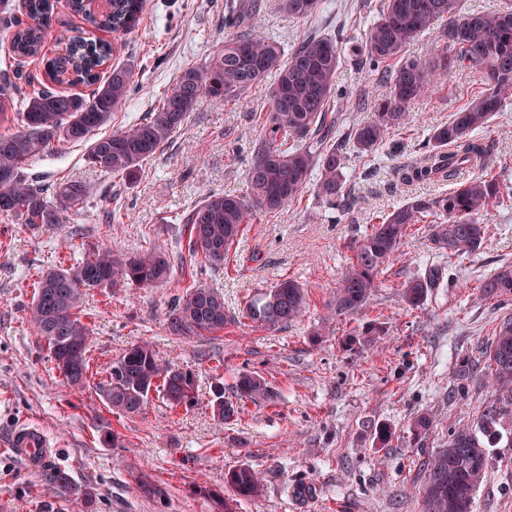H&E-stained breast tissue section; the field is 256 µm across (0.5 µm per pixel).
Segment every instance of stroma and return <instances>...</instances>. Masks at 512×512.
I'll list each match as a JSON object with an SVG mask.
<instances>
[{
	"instance_id": "obj_1",
	"label": "stroma",
	"mask_w": 512,
	"mask_h": 512,
	"mask_svg": "<svg viewBox=\"0 0 512 512\" xmlns=\"http://www.w3.org/2000/svg\"><path fill=\"white\" fill-rule=\"evenodd\" d=\"M224 2L148 0L129 34L101 32L113 46V63L135 68L132 96L113 113L109 130L142 119L184 68L203 65L252 20L287 49L311 35L341 42L336 129L346 134L370 117L369 106L385 84L361 64L354 47L381 0H320L305 17L289 13L282 0H241L247 18L235 25L224 20ZM481 83L480 73L455 69L432 96L411 104V123L378 151L365 153L347 142L345 197L332 207L307 185L286 209L248 226L227 267L194 276L179 271L163 287L87 291L82 307L93 328L91 377L79 393L65 384L28 319L34 282L49 267L70 266L89 244L123 255L186 249L182 213L210 194L245 192L271 84L252 86L237 102L204 99L130 181L89 165L84 143L58 146L34 160L28 172L36 180L81 181L97 193L74 223L39 232L0 217V512H75L49 480L54 469L94 489L92 512H213L212 495L231 493L225 474L243 464L262 473L263 487L240 501L237 512H424L421 463L447 443L453 428L477 426L483 408L499 397L482 375L455 392L454 370L483 360L496 327L512 318V296L492 299L481 291L487 277L512 265V197L491 206L493 222L475 252L437 257L428 248L426 224H417L358 313L334 315L330 304L377 218L410 198L448 192L446 182L403 183L395 168L419 159L431 128L446 123ZM480 136L492 145L488 172L512 185V104ZM431 263L444 285L409 308L401 285ZM283 278L307 292L298 320L264 330L242 318L247 300ZM196 280L221 289L226 312L237 320L212 336L171 335L168 314ZM372 324L383 327L380 339L355 349L346 345L350 333ZM138 342L150 343L162 362L194 371L193 407L170 409L155 391L137 414L108 408L99 385L113 360ZM245 371L264 376L279 391L278 402L246 399L233 421H216L215 386L232 391ZM422 414L432 425L420 445L410 426ZM22 421L56 444L48 469L27 470L9 451L10 434ZM380 426L392 432L388 444L375 435ZM142 474L165 490L164 498L142 493ZM473 512H512V441L490 444Z\"/></svg>"
}]
</instances>
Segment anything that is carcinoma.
Returning a JSON list of instances; mask_svg holds the SVG:
<instances>
[{
  "label": "carcinoma",
  "instance_id": "carcinoma-1",
  "mask_svg": "<svg viewBox=\"0 0 512 512\" xmlns=\"http://www.w3.org/2000/svg\"><path fill=\"white\" fill-rule=\"evenodd\" d=\"M92 0H72L74 12L92 28L128 31L146 11L148 0H110L109 10L94 12ZM288 12L307 16L318 0H283ZM26 19L0 7V29L11 34L8 58L13 63L41 57L50 28L52 0H24ZM437 29L432 57H405V47L422 31ZM361 51L373 66L388 68L386 92L373 106L371 118L351 130L363 152H373L389 134L409 123L408 105L438 89L450 69L469 67L483 73V89L448 122L431 128L433 152L419 162L396 169L405 183L452 181L453 189L437 197H415L379 218L357 246L353 261L336 288L333 309L353 314L376 288L379 272L399 250L409 228L435 215L429 225V249L450 258L478 249L486 230L482 218L506 187L485 168L490 146L474 137L486 128L494 113L512 100V3L490 12H464L461 0H384L380 16L365 31ZM342 47L328 37L310 36L289 53L265 35L258 25L224 41L201 66L187 67L164 92L153 111L134 125L94 140L86 160L101 172L133 179L142 166L168 145L190 113L206 98L239 100L253 85L272 76L270 109L262 114L264 136L250 165L243 195L214 194L195 204L185 216L190 266L219 269L246 227L258 214L276 213L291 205L306 188L314 170L320 171L316 193L336 205L345 191L343 144L334 140L336 116L329 112L336 86ZM112 45L79 33L68 39L66 53L45 59L47 78L53 84H85L87 95H67L43 84L23 93L0 86V110L14 108L22 129L0 133V216L11 217L33 230L68 224L74 209L90 197L87 185L68 181L46 186L27 175L32 161L56 145L83 142L107 125L112 113L124 106L133 89L130 65H111L105 75L99 68L111 61ZM471 178L456 181L462 170ZM174 265L161 250L120 256L99 246L88 247L81 260L69 267L41 273L28 307L29 320L44 339L55 368L75 392L88 380L89 358L68 369L56 360L79 347L88 353L92 327L82 309L84 292L136 284L159 287L174 278ZM439 268L401 284L402 298L410 307L423 301L436 286ZM487 297L512 295V267H504L481 285ZM307 305L304 287L291 278L279 280L246 302L245 317L272 329L301 316ZM229 316L219 289L205 283L188 287L176 298L167 327L177 336H208L224 330ZM485 373L500 392L496 402L484 407L478 428L458 427L448 444L424 462L425 512H472L475 491L488 467L482 437L499 434L496 426L512 417V318L505 319L486 350ZM162 391L176 409L195 402V374L162 365L147 342L131 345L113 361L100 391L112 411L135 414L147 403L149 391ZM235 399L215 390L214 414L223 423L240 413L242 399L275 402L279 393L254 372L241 373L234 386ZM51 480L72 501L87 508L94 493L73 484L57 469ZM233 497L217 496L215 512H237L241 499L262 487L261 473L241 465L225 474Z\"/></svg>",
  "mask_w": 512,
  "mask_h": 512
}]
</instances>
